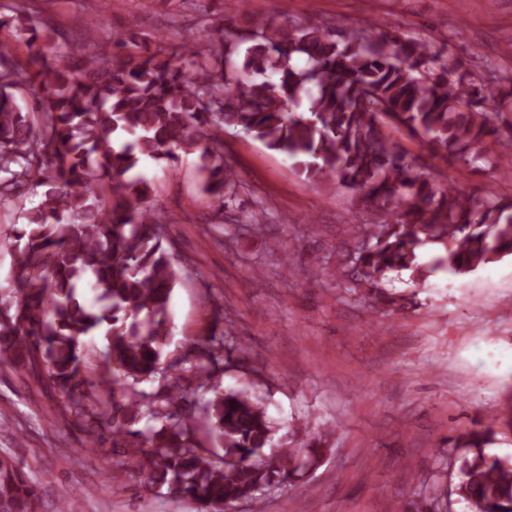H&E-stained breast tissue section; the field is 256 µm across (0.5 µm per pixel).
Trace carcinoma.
Wrapping results in <instances>:
<instances>
[{
  "label": "carcinoma",
  "mask_w": 512,
  "mask_h": 512,
  "mask_svg": "<svg viewBox=\"0 0 512 512\" xmlns=\"http://www.w3.org/2000/svg\"><path fill=\"white\" fill-rule=\"evenodd\" d=\"M133 26L91 49L36 24L23 4L0 11V30L14 36L0 39V202L22 219L0 291V362L50 385L58 418L79 416L90 440L112 434V464L139 471L145 489L189 499L197 512H256L274 487L321 466L324 434L295 421L274 444L268 394L210 384L222 344H196L190 367L164 356L178 269L152 183L133 171L195 154L203 190L227 207L240 183L224 130H242L297 174L374 205L370 223L350 225L340 275L350 294L396 311L404 297L387 286L404 271L424 282L437 269L467 275L512 256V196L420 173L392 131L482 171L492 166L488 140L512 149V79L491 84L430 43L373 25L339 34L221 12L218 40L182 52L150 47ZM427 246L440 249L430 265L419 262ZM310 265L290 253L284 262L292 277H310ZM88 336L107 341L96 375L86 372ZM155 380L168 382L163 392L138 389ZM199 398L221 455L182 416ZM486 442L480 431L456 441L457 481L435 483L424 507L402 512L453 496L470 512H512V457L486 453ZM40 505L37 485L0 448V512Z\"/></svg>",
  "instance_id": "carcinoma-1"
}]
</instances>
